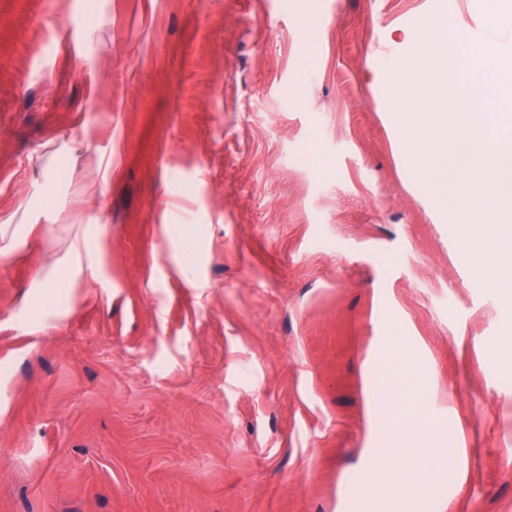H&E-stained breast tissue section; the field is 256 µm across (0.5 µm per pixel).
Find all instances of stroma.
I'll list each match as a JSON object with an SVG mask.
<instances>
[{
    "mask_svg": "<svg viewBox=\"0 0 512 512\" xmlns=\"http://www.w3.org/2000/svg\"><path fill=\"white\" fill-rule=\"evenodd\" d=\"M426 16L495 24L476 0H0V225L30 227L0 262V512H392L356 482L403 369L455 450L418 512H512V308L378 106ZM78 224L96 275L40 293Z\"/></svg>",
    "mask_w": 512,
    "mask_h": 512,
    "instance_id": "35a3bbf8",
    "label": "stroma"
}]
</instances>
